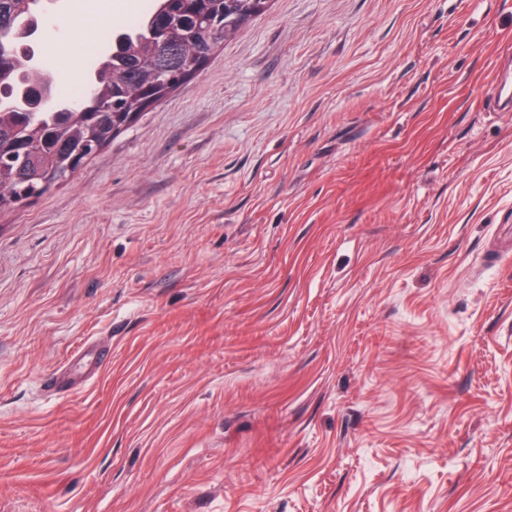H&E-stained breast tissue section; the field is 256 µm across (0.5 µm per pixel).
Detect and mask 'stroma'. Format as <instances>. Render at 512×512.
Wrapping results in <instances>:
<instances>
[{
  "label": "stroma",
  "mask_w": 512,
  "mask_h": 512,
  "mask_svg": "<svg viewBox=\"0 0 512 512\" xmlns=\"http://www.w3.org/2000/svg\"><path fill=\"white\" fill-rule=\"evenodd\" d=\"M506 55L512 0H269L1 210L0 512H512ZM494 104L500 112L512 111V73L505 71L492 92Z\"/></svg>",
  "instance_id": "1"
}]
</instances>
